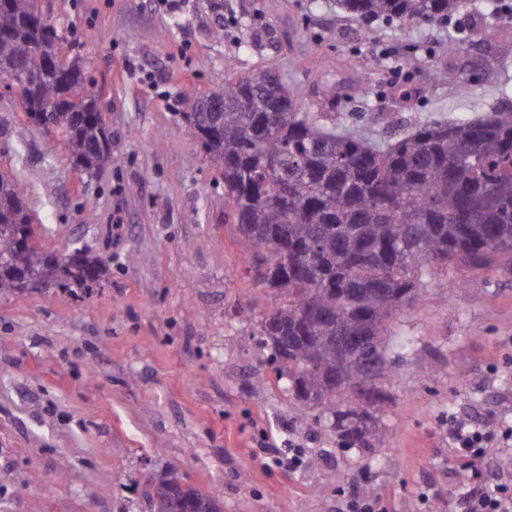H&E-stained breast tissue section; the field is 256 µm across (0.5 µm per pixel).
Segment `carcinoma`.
I'll use <instances>...</instances> for the list:
<instances>
[{"label":"carcinoma","instance_id":"cac0c4a2","mask_svg":"<svg viewBox=\"0 0 512 512\" xmlns=\"http://www.w3.org/2000/svg\"><path fill=\"white\" fill-rule=\"evenodd\" d=\"M473 0H336L354 18L436 25ZM37 0H0V88L32 126L63 132L86 172L112 160L86 67L60 78L43 66L60 35L31 25ZM183 117L224 176V200L241 246L259 256L258 282L288 293L262 319L296 399L324 408L348 448L383 443L377 423L392 368L385 339L393 317L417 305L422 279L454 263L458 284L476 273L512 274V108L481 119L427 122L394 141H376L302 112L297 94L271 69L226 77ZM24 192L0 175V291L44 280L85 284L104 261L80 249L38 250ZM154 512H221L180 478L161 480Z\"/></svg>","mask_w":512,"mask_h":512}]
</instances>
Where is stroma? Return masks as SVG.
Here are the masks:
<instances>
[{
  "instance_id": "35a3bbf8",
  "label": "stroma",
  "mask_w": 512,
  "mask_h": 512,
  "mask_svg": "<svg viewBox=\"0 0 512 512\" xmlns=\"http://www.w3.org/2000/svg\"><path fill=\"white\" fill-rule=\"evenodd\" d=\"M39 6L87 66L112 162L82 171L0 94V171L24 189L44 251L82 247L107 268L89 288L0 291V512H152L172 467L223 512H338L362 494L387 512H448L470 477L449 416L512 422V275L480 274L475 290L453 287L452 265L428 279L391 321L387 443L342 447L257 342L287 296L255 280L183 102L269 67L303 111L374 139L478 118L512 105V15L366 26L336 0ZM132 61L153 81L130 75Z\"/></svg>"
}]
</instances>
